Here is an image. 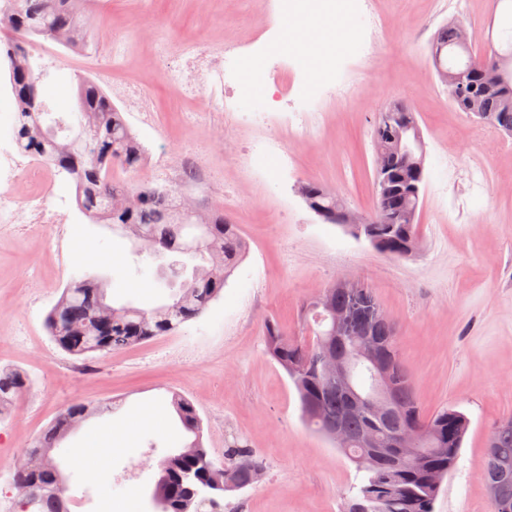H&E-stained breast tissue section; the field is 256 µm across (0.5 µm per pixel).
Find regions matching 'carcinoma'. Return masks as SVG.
<instances>
[{"label":"carcinoma","mask_w":512,"mask_h":512,"mask_svg":"<svg viewBox=\"0 0 512 512\" xmlns=\"http://www.w3.org/2000/svg\"><path fill=\"white\" fill-rule=\"evenodd\" d=\"M94 30L92 23L81 18L79 0H0V32L4 34L0 60L7 62L8 84L16 105L14 140L22 152L66 173L75 186L79 210L92 222L133 240L137 254L147 253L141 237L148 235L155 240L154 257L169 252L199 257L207 265L193 267L188 275L187 264L173 263L172 277L180 280L177 290L171 293V302L152 309L108 304L103 277L72 279L47 313L45 325L62 350L84 358L174 334L221 296L246 249L237 225L224 219V214L212 212L202 220L181 212L177 189L172 186H155L149 181L129 183L114 177L116 168L139 171L146 162L147 150L96 80L76 77L75 109L51 124L45 123L43 116L49 110L39 84L48 74L35 69L32 49L44 41L68 49L73 48L75 40L86 45ZM434 40L450 56L454 67H474L469 98L460 100L451 94L453 105L476 116L490 113L486 125L491 128H512V76L500 84L493 83L480 66L482 56L461 47L449 24L438 30ZM362 235L388 258L409 257L418 245L419 225L405 220L398 224H366ZM332 303L338 309L357 308L366 325L352 330L351 335L375 336L378 361L394 378V410L379 420V425L388 435L413 427L420 438L418 456L407 460L397 448L381 447L371 452L355 447L343 449L362 474L356 493L349 499L348 512H434L442 487L435 483V477L445 478L456 468L470 420L453 406L430 416L422 412L411 373L399 354L396 324L386 316L374 318L380 304L371 289L363 286L354 294L338 290ZM303 319L307 325L299 336L288 333L274 320L267 321V353L293 382L301 416L308 426L326 437L328 428L341 421L356 435L373 417L349 409L336 391V383L323 376L319 342L328 336V321L306 306ZM29 385L26 373L1 369L0 414ZM173 406L194 439L159 463L155 489L166 501V512H202L204 503L196 494L200 484L233 481L243 488L254 484L259 464L240 439L229 444L234 462L217 465L208 457L194 405L176 394ZM92 413L93 409L81 402L68 405L31 443L28 454L39 463L15 472L13 481L21 479L41 491L38 512H68L66 487L60 482L52 451ZM485 481L500 489V501L491 503V512H512V416L501 420L488 438Z\"/></svg>","instance_id":"obj_1"}]
</instances>
